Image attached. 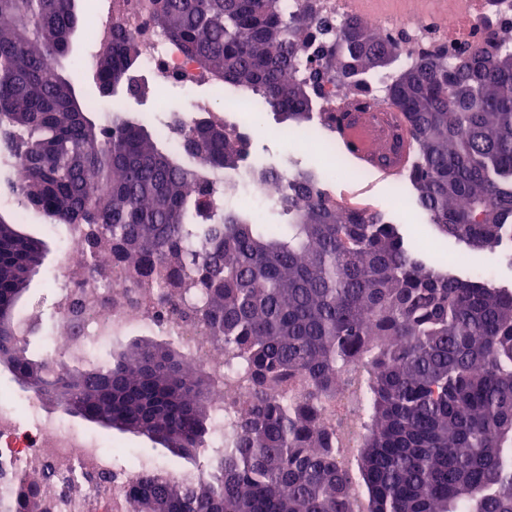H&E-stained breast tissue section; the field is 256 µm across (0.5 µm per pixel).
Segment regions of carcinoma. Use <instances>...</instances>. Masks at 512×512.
Here are the masks:
<instances>
[{
    "label": "carcinoma",
    "mask_w": 512,
    "mask_h": 512,
    "mask_svg": "<svg viewBox=\"0 0 512 512\" xmlns=\"http://www.w3.org/2000/svg\"><path fill=\"white\" fill-rule=\"evenodd\" d=\"M316 0H153L154 26L201 75L257 96L258 111L313 120L352 159L324 101L402 122L378 166L409 145L400 175L439 231L475 250L512 242V31L486 24L474 52L439 41L406 51L357 18L319 25ZM80 0H0V130L24 169L21 193L52 224H85L77 256L99 275L192 296L187 307L252 397L234 403L213 449L215 379L171 341L135 342L73 366L18 337L17 315L45 242L0 214V356L67 415L142 435L198 481L137 475L131 512H512V289L439 270L378 211L341 209L311 170L268 177L277 220L227 201L199 168L247 154L221 123L182 129L181 151L121 107L99 122L76 86ZM140 48L123 24L95 77L139 91ZM100 184L110 191L97 192ZM363 368L362 443L336 447L321 404ZM43 482L21 476L13 512H52Z\"/></svg>",
    "instance_id": "obj_1"
}]
</instances>
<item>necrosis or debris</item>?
I'll list each match as a JSON object with an SVG mask.
<instances>
[{
    "label": "necrosis or debris",
    "instance_id": "4bbe7bcc",
    "mask_svg": "<svg viewBox=\"0 0 512 512\" xmlns=\"http://www.w3.org/2000/svg\"><path fill=\"white\" fill-rule=\"evenodd\" d=\"M365 21L385 38L402 31L422 39L438 26L449 50H470L480 45L487 22L512 23V0H450L447 14L436 19L416 7L401 13L370 14ZM127 31L143 52L133 74L135 81L176 84L192 94L189 107L170 111L164 127L168 140L179 141L181 126L219 116V109L212 104L214 88L199 79L193 62L150 25L147 15L136 13ZM207 179L215 186L234 184L240 196L262 206L277 204V191L260 182L254 162H243L232 171L208 172ZM79 306L86 311L85 323L80 336L64 339L69 361H85L119 337L151 331L178 342L189 359L216 379H223L227 372L223 356L200 325L172 313H160L152 294L130 287L118 276L93 278L80 265L68 263L55 275L58 321L68 322ZM23 473L39 478L51 475L53 512H130L131 472L118 467L108 439L43 409L34 397L4 395L0 397V512Z\"/></svg>",
    "mask_w": 512,
    "mask_h": 512
}]
</instances>
